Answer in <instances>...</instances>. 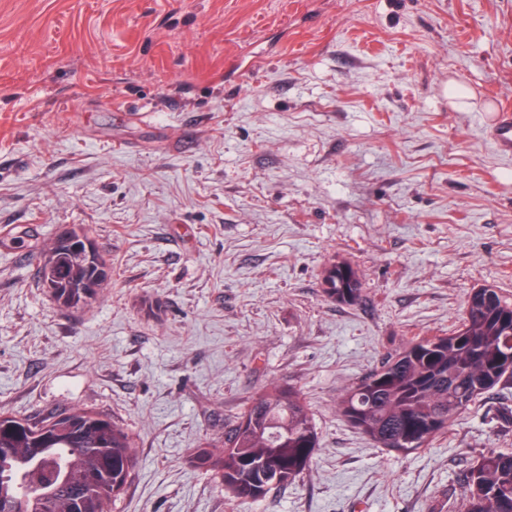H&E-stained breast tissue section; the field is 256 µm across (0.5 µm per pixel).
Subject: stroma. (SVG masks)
<instances>
[{
	"mask_svg": "<svg viewBox=\"0 0 512 512\" xmlns=\"http://www.w3.org/2000/svg\"><path fill=\"white\" fill-rule=\"evenodd\" d=\"M509 105L512 0H0V414L120 420L112 512H461L512 451V381L407 456L336 401L472 289L512 299ZM67 227L111 264L75 311L38 279ZM335 261L357 304L325 296ZM273 380L320 444L240 504L189 454ZM489 134L499 153L512 156V114H510V110L503 109L501 111L495 124L490 128Z\"/></svg>",
	"mask_w": 512,
	"mask_h": 512,
	"instance_id": "35a3bbf8",
	"label": "stroma"
}]
</instances>
